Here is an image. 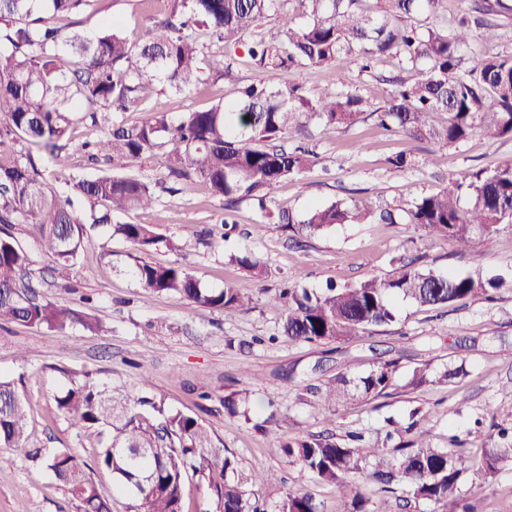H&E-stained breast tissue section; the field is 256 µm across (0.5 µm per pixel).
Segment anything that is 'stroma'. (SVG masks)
<instances>
[{
	"label": "stroma",
	"mask_w": 512,
	"mask_h": 512,
	"mask_svg": "<svg viewBox=\"0 0 512 512\" xmlns=\"http://www.w3.org/2000/svg\"><path fill=\"white\" fill-rule=\"evenodd\" d=\"M170 11V0H92L74 18L58 19L57 24L92 38L117 17L124 35L136 43L147 18L160 20ZM397 72L392 56L380 58L368 73L344 56L328 68L300 69L298 76L307 92L340 79L345 89L379 103ZM266 77L244 63L236 66L233 79L212 77L185 94L170 91L161 81L145 80L139 105L75 122L65 147L42 160L45 179L62 192L75 179L104 173L132 174L157 184L151 208L119 217L123 223L152 225L159 236L178 244L175 252L162 246L148 252L147 261L180 264L204 288H237L252 296L251 309L227 316L142 288L132 273L133 247L109 238L101 227L85 236L70 280L57 283L40 250L37 227L15 224L8 231L32 261L39 297L91 308L107 330L92 334L75 327L56 332L1 323L0 377L13 381L30 407L29 447L45 452L66 448L80 460L92 461L100 435L72 425L57 412L54 397L87 380L102 387L120 385L129 399L148 395L197 418L214 447L234 455L239 471L250 479L249 490L265 501L268 512H279L286 494L297 490L312 492L322 512H341L339 491L319 484L288 457L280 436L339 440L355 431L374 445L385 440L389 420L407 422L416 410L427 447L447 448L455 438L477 452L495 447L500 430L512 434V291H501L492 302L477 296L434 308L399 298L394 302L395 322L330 344L271 342L283 314L271 294L289 278L309 289L352 285L387 276L403 261L422 270L511 278L512 223L476 239L463 253L451 241L429 240L421 228L401 221L337 224L321 235L295 237L282 225L264 222L253 200L225 207L199 181L181 183L174 193L162 189L167 174L162 152L108 164L89 158V143L113 127L137 124L145 111L175 118L236 100L242 88ZM302 142L315 152V166L284 180L270 204L272 210L289 211L297 219L314 204L349 205L365 197L396 211L439 191L449 179L512 164V137L490 141L475 135L448 147L411 142L383 130L368 115L339 129L309 121ZM402 151L413 153L414 163L397 171L388 160ZM244 247L266 264V278L254 279L230 263V255ZM389 359L399 366L398 387L390 396L372 402L356 398L327 409L304 390L305 384L322 383L339 372L363 375ZM425 361L436 370H454V377L444 385L408 388L412 368ZM234 392L246 396L249 419L225 410L224 398ZM269 472L275 482L264 481ZM459 492L476 512H512V464L483 488L461 482ZM0 512L77 508L41 460L0 447Z\"/></svg>",
	"instance_id": "obj_1"
}]
</instances>
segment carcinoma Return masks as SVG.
I'll return each mask as SVG.
<instances>
[{
  "instance_id": "carcinoma-1",
  "label": "carcinoma",
  "mask_w": 512,
  "mask_h": 512,
  "mask_svg": "<svg viewBox=\"0 0 512 512\" xmlns=\"http://www.w3.org/2000/svg\"><path fill=\"white\" fill-rule=\"evenodd\" d=\"M308 21L277 36H261L248 44L245 62L274 77L241 91L232 101L207 109L189 110L172 120L165 112L149 111L132 126H118L96 143L108 160H136L158 148L164 152L167 176L175 181L199 180L228 205L240 198L257 201L268 222L283 224L302 236L322 234L335 224H392L395 215L378 209L370 199L345 206L334 202L311 208L296 222L282 211L268 209L279 184L309 171L315 163L308 150L288 149L284 137L303 133V116L329 128L349 126L370 113L380 125L409 141L429 140L445 146L474 133L491 140L512 136V55L485 52L467 73L462 48L475 38L490 44L496 26L462 14L453 27L421 30L407 24L415 15L432 11L439 0H297ZM279 0H173L168 18L148 28L146 37L131 43L118 20L96 38L66 34L56 19L76 14L90 0H0V224H36L40 246L53 263L54 278L67 281L77 264L87 223L104 224L109 236L147 253L159 244L179 246L159 237L149 224L112 223V215L153 206L151 185L132 175L104 174L78 179L61 200L45 182L40 157L60 148L78 115L96 118L100 112H123L138 103L142 82L153 77L182 93L195 88L206 72L226 79L233 75L242 38L258 28ZM205 27L224 43V53L207 56L193 35ZM342 55L352 56L360 69L371 68L381 56L399 59L402 74L383 104L373 107L351 91L325 88L309 96L292 77L297 70L328 67ZM447 113L435 125L431 114ZM27 144L16 151L12 142ZM467 196L469 204L461 205ZM405 221L420 226L428 237L452 241L462 251L472 247L475 233L491 234L512 223V164L481 169L466 181L450 180L438 192L423 196L405 210ZM231 262L262 279L267 268L250 251ZM27 253L10 235L0 236V321L64 331L74 326L99 334L103 322L82 310L36 299L30 287L19 285L30 274ZM133 274L140 285L157 294L178 295L195 305L226 314L249 308L252 298L226 286L208 290L178 264H155L134 257ZM512 280L450 276L403 264L383 278L353 286H329L322 291L283 288L273 299L286 313L279 328L284 343H331L359 335L368 326L396 319L392 304L402 296L420 306L457 302L469 296L490 300ZM397 365L379 362L358 379L338 373L309 387L316 401L330 407L355 397L377 398L394 386ZM454 373H438L426 362L412 370L408 385L446 384ZM56 409L75 425L105 434L94 465L67 450H55L44 464L67 486L79 512H112V494L132 499L130 512H184L186 482L205 481L217 497L220 512H265L260 499L247 489L249 479L238 474L233 456L218 463L204 449L210 434L189 414L167 413L148 396L132 407L118 386L107 390L85 382L54 398ZM27 409L14 382L0 379V445L28 457ZM362 435L351 432L337 443L312 435L284 440L281 448L307 469L317 482L350 488L346 512H386L366 509L363 489L375 485L407 494L403 508L429 501L435 512H473L459 495L462 479L483 487L512 462V444L483 452L468 465L464 449L428 448L411 440L388 448H364ZM374 463H368L369 459ZM112 473L113 489H103L91 476L93 468ZM281 512H319L307 491L287 494Z\"/></svg>"
}]
</instances>
